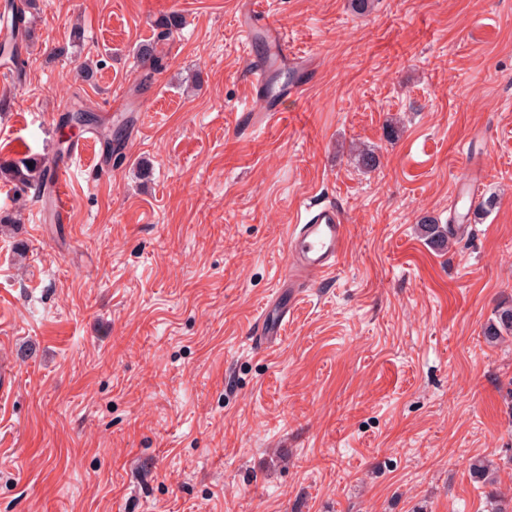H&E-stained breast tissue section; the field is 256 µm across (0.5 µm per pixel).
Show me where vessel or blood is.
<instances>
[{
	"label": "vessel or blood",
	"instance_id": "1",
	"mask_svg": "<svg viewBox=\"0 0 512 512\" xmlns=\"http://www.w3.org/2000/svg\"><path fill=\"white\" fill-rule=\"evenodd\" d=\"M244 36L253 37L256 29H263L269 43V54L252 60L248 72L253 87L265 92L268 75L276 67H300L302 61L292 50L280 26L265 12L259 0H251L239 20ZM481 173L472 171L469 177L455 187V203L450 208V218L455 224H464L466 215L460 209L463 200H475L480 188ZM72 209V197L66 181L65 167H58L47 206L53 220L66 219ZM347 238L344 214L333 205L320 207L297 217L287 229L288 267L284 276L288 283L287 302L266 306L252 331L257 349L269 348L281 336L289 316L303 296L306 288L334 277L340 269ZM18 385V367L9 357L0 358V401L10 399Z\"/></svg>",
	"mask_w": 512,
	"mask_h": 512
}]
</instances>
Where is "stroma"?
I'll use <instances>...</instances> for the list:
<instances>
[{
	"label": "stroma",
	"mask_w": 512,
	"mask_h": 512,
	"mask_svg": "<svg viewBox=\"0 0 512 512\" xmlns=\"http://www.w3.org/2000/svg\"><path fill=\"white\" fill-rule=\"evenodd\" d=\"M245 3L39 0L26 72L0 88V159L53 155L72 109L93 120L68 223L0 181V212L20 213L0 227V354L19 368L0 512H485L491 488L512 495V338L482 334L512 300V0H263L310 64L269 124ZM173 9L185 26L156 42ZM476 167L495 208L432 248L421 220L447 223ZM308 199L344 211L342 266L260 352ZM477 458L496 485L472 479Z\"/></svg>",
	"instance_id": "35a3bbf8"
}]
</instances>
